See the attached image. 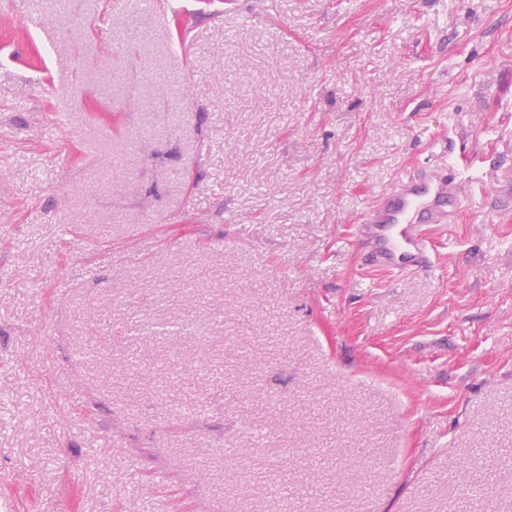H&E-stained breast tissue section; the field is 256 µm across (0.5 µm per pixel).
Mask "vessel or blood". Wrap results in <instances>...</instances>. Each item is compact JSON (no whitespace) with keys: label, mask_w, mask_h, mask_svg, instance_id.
I'll use <instances>...</instances> for the list:
<instances>
[{"label":"vessel or blood","mask_w":512,"mask_h":512,"mask_svg":"<svg viewBox=\"0 0 512 512\" xmlns=\"http://www.w3.org/2000/svg\"><path fill=\"white\" fill-rule=\"evenodd\" d=\"M464 199L465 185L455 171L410 173L368 209L355 240L378 267L390 272L421 270L430 252L422 226L448 223Z\"/></svg>","instance_id":"b4317fda"}]
</instances>
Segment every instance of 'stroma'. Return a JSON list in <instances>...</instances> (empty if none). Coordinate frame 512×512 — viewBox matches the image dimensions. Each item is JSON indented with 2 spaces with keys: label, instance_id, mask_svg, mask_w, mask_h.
<instances>
[{
  "label": "stroma",
  "instance_id": "1",
  "mask_svg": "<svg viewBox=\"0 0 512 512\" xmlns=\"http://www.w3.org/2000/svg\"><path fill=\"white\" fill-rule=\"evenodd\" d=\"M454 167L430 266L352 242ZM512 512V0L0 8V512Z\"/></svg>",
  "mask_w": 512,
  "mask_h": 512
}]
</instances>
